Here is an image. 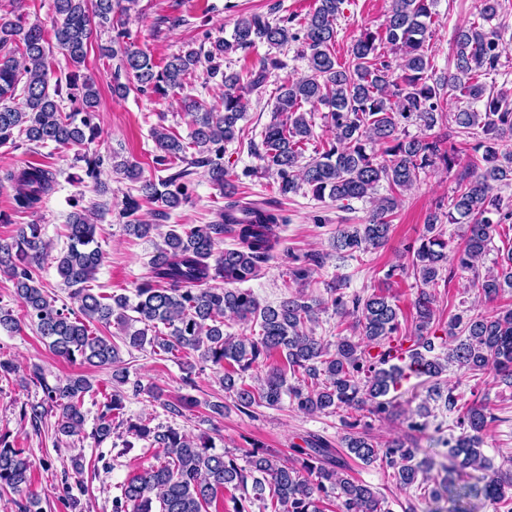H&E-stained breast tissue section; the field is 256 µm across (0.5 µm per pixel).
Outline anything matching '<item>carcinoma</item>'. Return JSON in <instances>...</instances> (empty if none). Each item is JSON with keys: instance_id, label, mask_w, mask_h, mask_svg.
I'll use <instances>...</instances> for the list:
<instances>
[{"instance_id": "carcinoma-1", "label": "carcinoma", "mask_w": 512, "mask_h": 512, "mask_svg": "<svg viewBox=\"0 0 512 512\" xmlns=\"http://www.w3.org/2000/svg\"><path fill=\"white\" fill-rule=\"evenodd\" d=\"M318 6L295 28L293 19L272 23L260 15L241 19L231 39H217L207 49L175 54L164 65L140 49L125 44L127 31L122 17L135 0H53L52 31L55 45L46 39L42 23L26 21L21 14H0V146L18 148L54 143L79 146L84 153V175L105 188L101 175L110 167L138 184V195H127L121 217L130 237L143 239L156 233L148 274L135 286L134 296L102 295L91 288L104 261L97 240L93 215L78 210L65 224L66 246L52 254L53 243L44 239L41 225L20 224L11 241L0 242V275L14 285L15 298L24 317L58 357L92 367H112V393L104 396L92 438L99 444L112 435V424L122 414L124 395L120 387L129 382V371L119 366L120 348L107 336L92 333L89 324L117 325L122 343L129 349L188 357L197 355L222 372L224 392L242 413L254 406L278 408L288 396L295 409L306 413L336 414L345 429V454L365 465L378 461L393 469V479L403 488L426 481L427 462L418 459L414 439L403 437L384 443L370 435L371 424L363 412L383 416L390 412L386 399L401 381L427 376L440 382L447 365L473 377L492 373L512 386V307L493 313L475 311L448 321L446 340L435 343L432 332L435 295L428 291L440 272L453 263L472 271L478 258L490 248L497 227L512 222V204L501 187L512 184V154L499 153L504 139L512 138V94L487 92L484 79L497 70L502 50L500 34L492 25L500 17L501 0H482L480 21L458 28L455 35V72L439 77L426 50L432 36L435 0H391L384 30L364 31L351 45L348 58L334 54L336 21L344 0H316ZM110 31L109 44L99 45L101 54L118 59L112 94L124 97L130 90L121 75H131L137 90L160 95L183 88L205 66L207 76L224 81L223 107L209 109L189 98L193 129L189 142L164 126L151 129L156 153L153 162L160 175L143 176L141 168L117 155L90 151L100 134L97 122L98 91L88 76L72 71L62 77L53 70L52 49L67 64L79 67L88 47L101 31ZM299 43L307 61V73L285 81L279 88L273 120L262 131L264 151L253 150L259 168L276 174L279 190L286 195L307 186L318 201L327 198L350 202L371 197L380 182L406 191L429 171L451 168L458 157L455 144L436 138L408 137L400 132L402 122L414 121L434 128L443 119L442 100L447 89H457L468 99L467 108L454 114L458 133L467 137L481 129L479 161L462 178L448 205V223L468 225L464 245L448 253V240L435 217L426 224L419 244H411V267L417 285L414 300L416 324L402 335L397 305L382 294L349 297L330 289L331 306L341 317L351 316L358 339L339 336L335 344L307 332L321 311L322 302L291 294L278 305H263L240 284L257 278L275 259L280 245L277 229L285 218L266 207L234 199L236 188L224 169V145L238 139L248 100L242 91L253 92L264 84L271 69L284 62L265 58L246 77L222 70L224 58L258 43L284 47ZM389 47L399 52L394 65L381 53ZM55 83H50V80ZM69 101L72 110L63 111ZM305 104L327 109L324 119L335 138L316 156L304 160L302 143L314 137L312 120L301 111ZM195 152L190 154L188 149ZM207 168L212 183L227 199L215 224H174L165 232L159 222L170 211L190 202L187 177L190 168ZM13 190V208L33 210L54 190L55 173L30 164L5 174ZM156 204L157 223L144 224L136 217L142 203ZM399 205L398 197L384 196L366 224H351L338 230L336 249L351 254L382 247L389 239V216ZM232 247L218 250L224 237ZM56 263L69 302L46 290L41 271L47 261ZM322 257L314 254L289 269L295 281L309 279ZM474 283L490 301L505 289L512 290V252L499 271ZM259 322L256 336L224 334V319ZM410 342L407 350L394 338ZM444 356L434 354L436 347ZM283 358L274 364L275 354ZM266 367L257 387L243 382L242 373ZM293 377L295 384L288 383ZM43 398L22 406L20 418L39 426L53 412L55 433L71 437L82 434L84 397L93 383L84 376L49 383L40 368L31 373ZM134 393L146 392L164 411L182 416L201 405L191 394L174 401L162 399L153 387L133 383ZM497 420L489 404L474 403L457 418L461 429L455 441H446L447 478L428 491V498H446L451 512H473L470 501L482 499L494 512H512V472L495 470L483 485L463 482L471 467L491 468L482 452V434ZM127 431L136 440L157 449L158 463L142 469L121 485V497L113 501L114 512H209L218 492L231 487L251 491L252 499L271 495L274 512H325L324 499L341 501L344 512H389L385 499L371 487L344 475L346 462L332 444L319 435H308L304 445L292 448L294 463L254 444L246 451V465L233 454L215 451L211 439H194L171 426L150 425V420L130 421ZM32 463L24 449L0 437V490L20 493L31 480Z\"/></svg>"}]
</instances>
